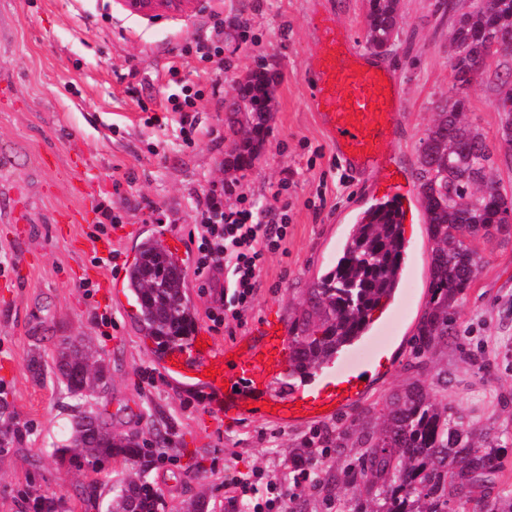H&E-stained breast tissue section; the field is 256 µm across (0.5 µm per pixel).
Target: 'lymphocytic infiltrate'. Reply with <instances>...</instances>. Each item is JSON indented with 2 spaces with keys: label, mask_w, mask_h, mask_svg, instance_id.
<instances>
[{
  "label": "lymphocytic infiltrate",
  "mask_w": 512,
  "mask_h": 512,
  "mask_svg": "<svg viewBox=\"0 0 512 512\" xmlns=\"http://www.w3.org/2000/svg\"><path fill=\"white\" fill-rule=\"evenodd\" d=\"M232 189L224 181L211 184L207 208L201 211L197 226L195 271L223 273L224 288L232 299L231 306L209 309L207 317L217 327L227 320L244 323L261 286L268 255L278 252L288 237V215L277 207L260 210L243 197L237 207H225L224 195ZM315 472L313 464L294 462L292 482L309 481ZM289 483L264 479L262 472L255 471L246 477L225 476L224 491L229 502L244 507L245 512H284Z\"/></svg>",
  "instance_id": "1"
}]
</instances>
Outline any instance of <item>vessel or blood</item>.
I'll return each mask as SVG.
<instances>
[{
	"label": "vessel or blood",
	"instance_id": "b4317fda",
	"mask_svg": "<svg viewBox=\"0 0 512 512\" xmlns=\"http://www.w3.org/2000/svg\"><path fill=\"white\" fill-rule=\"evenodd\" d=\"M318 49L306 69L318 122L339 161L362 174L388 169L396 139L404 128V101L396 77L375 64L373 54L358 49L346 28L321 19ZM258 349L248 356L232 347L217 351L206 330H197L190 348L168 350L160 364L168 375L189 385H203L209 409L226 420L258 418L297 422L319 418L321 409L337 413L365 389V376L381 362H339L318 371L288 393L278 391L289 363L288 343L278 322L261 321Z\"/></svg>",
	"mask_w": 512,
	"mask_h": 512
}]
</instances>
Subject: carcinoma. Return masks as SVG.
<instances>
[{
  "label": "carcinoma",
  "instance_id": "1",
  "mask_svg": "<svg viewBox=\"0 0 512 512\" xmlns=\"http://www.w3.org/2000/svg\"><path fill=\"white\" fill-rule=\"evenodd\" d=\"M399 27L398 0H368L365 38L369 47L390 46ZM512 38V0H495L484 10L472 0L452 28L453 86L482 76L499 51L494 42ZM271 100L270 78L263 68L237 81V102L229 112L245 113L250 133H261ZM468 100L458 96L439 107L422 139L418 155L419 200L433 242L430 299L415 334L418 352L448 344L453 314L476 277L479 260L469 241L478 235H512L509 213L501 209V190L493 179L491 153L483 134L462 120ZM252 159L251 141L233 150L228 165L240 168ZM405 238L391 203L365 212L352 230L336 264L300 304L288 346V376L309 377L363 336L373 312L399 287ZM130 292L139 313L137 330L152 339L154 353L189 343L195 308L187 293L182 260L155 238L140 246L138 262L128 270ZM53 372L77 397L106 385L109 370L81 342L64 339L56 350ZM359 456L344 475L358 491L341 508L351 512H512V491L498 489L503 469L501 434L474 429L448 406L433 401L419 381L393 395L361 423ZM15 438L8 406L0 404V449ZM171 438L158 432L151 442L112 433L108 420L80 412L64 427L53 456L77 468L119 458L131 469L110 489L107 512H164L161 494L147 480L153 452ZM34 512H60L54 495L40 494Z\"/></svg>",
  "mask_w": 512,
  "mask_h": 512
}]
</instances>
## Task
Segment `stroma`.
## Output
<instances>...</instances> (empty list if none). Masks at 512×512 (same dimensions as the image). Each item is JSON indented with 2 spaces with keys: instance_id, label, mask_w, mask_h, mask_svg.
<instances>
[{
  "instance_id": "obj_1",
  "label": "stroma",
  "mask_w": 512,
  "mask_h": 512,
  "mask_svg": "<svg viewBox=\"0 0 512 512\" xmlns=\"http://www.w3.org/2000/svg\"><path fill=\"white\" fill-rule=\"evenodd\" d=\"M393 46L380 52L395 70L404 96L405 127L392 166L402 183L418 184L420 141L440 102L453 97L448 36L466 0H400ZM330 14L365 41L367 0H200L188 17L148 21L127 14L117 0H0V398L15 414L19 435L0 454V512H26V498L49 492L62 512H104L102 497L124 478L121 461L79 470L52 455L73 411L104 412L113 432L151 438L171 433L174 456L153 465L148 478L165 512H183L206 493L208 512H235L224 494L228 475L264 471L288 479L305 442L348 430L342 449L316 446L319 469L340 472L358 456L359 418L380 410L404 384L420 381L433 399L465 421L512 438V237L476 238L479 271L459 303L446 347L418 354L413 336L427 301L430 244L424 220L406 225L407 274L400 309L386 330V371L337 415L312 422L235 423L209 411L198 393L158 365L150 341L135 329L132 309L115 307L99 286L126 267L129 250L162 224L166 245L194 251V226L211 182L238 183L250 202L269 205L270 184L286 182L278 202L290 216L281 253L268 258L262 285L244 325L212 330L206 315L224 295L223 276L188 271L197 327L211 330L216 349L247 338L263 318L292 322L313 280L339 255L351 224L386 191L385 174L346 170L319 128L304 72L316 50L312 13ZM225 32L248 19V37L225 39L224 61L183 57L179 49L209 38L211 17ZM177 67L179 82L169 69ZM274 76L265 129L254 138L246 169L225 170L243 138L225 105L238 77L257 67ZM512 57L496 59L466 90L465 122L483 133L493 174L512 199V146L503 138L511 115L496 106L497 72ZM199 90L196 143L184 145L179 116L147 122L179 85ZM119 211L122 224L93 238L97 204ZM119 251L117 267L94 256ZM84 340L105 359L110 380L90 398L72 396L52 371L58 343ZM45 370L34 378L32 354Z\"/></svg>"
}]
</instances>
